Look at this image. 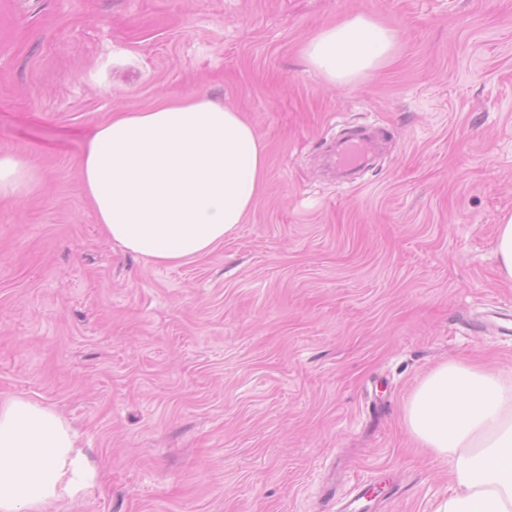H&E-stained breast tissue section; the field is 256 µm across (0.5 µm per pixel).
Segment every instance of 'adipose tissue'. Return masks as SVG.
I'll return each instance as SVG.
<instances>
[{"mask_svg": "<svg viewBox=\"0 0 512 512\" xmlns=\"http://www.w3.org/2000/svg\"><path fill=\"white\" fill-rule=\"evenodd\" d=\"M395 31L357 15L315 32L307 66L352 86L386 65ZM102 232L159 264L207 254L258 202L264 142L240 112L202 91L116 112L93 127L79 159ZM410 435L450 466L453 489L433 512H512V371L448 361L407 399ZM75 433L51 407L0 401V512H45L89 480Z\"/></svg>", "mask_w": 512, "mask_h": 512, "instance_id": "adipose-tissue-1", "label": "adipose tissue"}]
</instances>
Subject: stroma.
I'll return each instance as SVG.
<instances>
[{
  "instance_id": "stroma-1",
  "label": "stroma",
  "mask_w": 512,
  "mask_h": 512,
  "mask_svg": "<svg viewBox=\"0 0 512 512\" xmlns=\"http://www.w3.org/2000/svg\"><path fill=\"white\" fill-rule=\"evenodd\" d=\"M365 14L393 60L356 87L301 50ZM203 90L266 145L260 198L211 252L157 265L112 242L78 170L112 112ZM389 141L356 184L320 153ZM0 399L52 407L93 483L46 512H432L448 466L404 404L438 365L512 369V0H0ZM37 179L24 159L14 155H0V196L28 191ZM495 252L501 275L512 280V215L499 225Z\"/></svg>"
}]
</instances>
